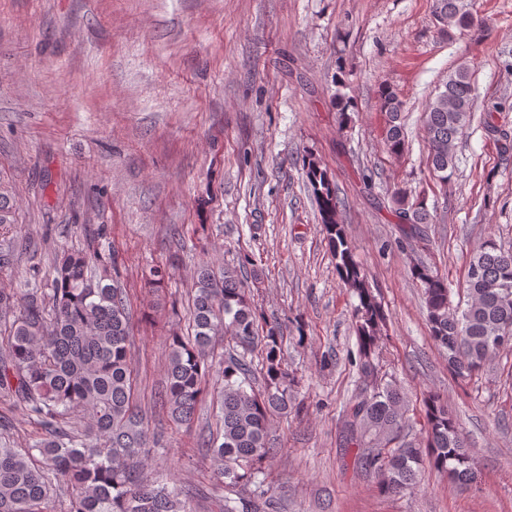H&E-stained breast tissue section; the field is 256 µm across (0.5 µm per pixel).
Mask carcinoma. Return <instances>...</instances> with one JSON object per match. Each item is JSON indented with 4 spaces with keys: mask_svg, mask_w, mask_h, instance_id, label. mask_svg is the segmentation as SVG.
<instances>
[{
    "mask_svg": "<svg viewBox=\"0 0 512 512\" xmlns=\"http://www.w3.org/2000/svg\"><path fill=\"white\" fill-rule=\"evenodd\" d=\"M434 13L450 40L477 23L464 0H434ZM473 92L469 67L461 65L425 107L427 164L440 181L455 172L454 145L470 123ZM380 106L387 116L385 147L398 155L405 145L403 102L385 88ZM303 169L336 274L359 300L354 363L359 378L373 383L349 402L346 444L358 449V464L385 493L415 488L427 462L448 472L455 484L474 481L464 436L438 397L425 399L424 436L402 439L404 397L394 381L378 380L375 362L385 314L355 261L340 220L343 201L327 171L310 158L303 159ZM389 195L404 237L421 234L420 225L431 223L425 200L410 198L399 186ZM104 258L97 247L63 249L47 276L33 273L18 293L0 290V326L9 331L0 345V398L36 417L43 429L29 448L0 440V512H54L52 501L60 489L68 496L66 512H193L190 489L144 473L157 441L135 402L126 288L103 276L92 279V266ZM106 259L113 276H119L116 257ZM248 265L253 260L246 256L219 275L207 264L197 267L192 333L172 337L166 384L156 399L172 422L191 427L205 392L207 359L217 342L228 340L220 360L221 429L201 442L217 470L220 512L275 509L258 463L274 452L270 415L299 409L300 379L288 371L282 326L258 313L242 275ZM412 274L424 290L430 335L448 354L454 373H479L504 340L512 344V250H503L493 236L484 238L470 259L463 308L450 310L447 278L419 264ZM75 418L83 426L67 427Z\"/></svg>",
    "mask_w": 512,
    "mask_h": 512,
    "instance_id": "obj_1",
    "label": "carcinoma"
}]
</instances>
